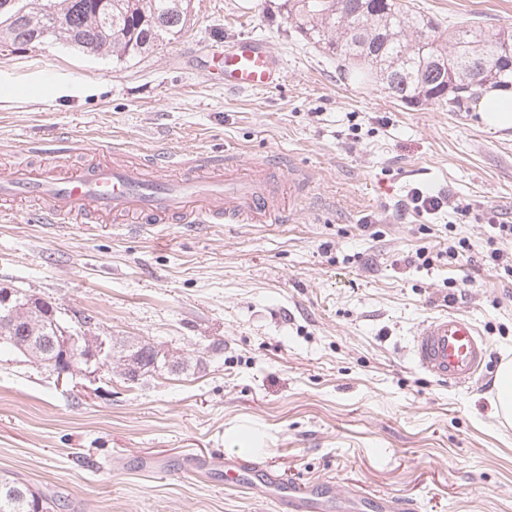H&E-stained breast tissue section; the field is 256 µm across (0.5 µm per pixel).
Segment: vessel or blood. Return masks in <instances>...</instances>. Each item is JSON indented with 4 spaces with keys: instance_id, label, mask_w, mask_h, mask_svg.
I'll return each mask as SVG.
<instances>
[{
    "instance_id": "b4317fda",
    "label": "vessel or blood",
    "mask_w": 512,
    "mask_h": 512,
    "mask_svg": "<svg viewBox=\"0 0 512 512\" xmlns=\"http://www.w3.org/2000/svg\"><path fill=\"white\" fill-rule=\"evenodd\" d=\"M212 68L225 88L271 89L280 65L265 42L241 39L213 52ZM288 174L280 191L276 175ZM309 178L287 169L283 158L186 159L156 155L149 163L99 159L54 173L30 163L0 168V202L34 199L42 224H276L288 205L301 202ZM413 366L451 386L473 383L487 373L490 345L476 322L465 315L441 314L425 321L409 347ZM252 462H224L225 484L273 502L279 512H324L335 490L330 486L283 488L272 477L247 481Z\"/></svg>"
}]
</instances>
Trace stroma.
Here are the masks:
<instances>
[{"label": "stroma", "instance_id": "1", "mask_svg": "<svg viewBox=\"0 0 512 512\" xmlns=\"http://www.w3.org/2000/svg\"><path fill=\"white\" fill-rule=\"evenodd\" d=\"M281 2L192 0L179 38L124 63L50 43L0 51V165L282 155L311 180L281 224H40L36 203L6 204L0 287L190 366L133 383L0 351V475L68 512H278L225 490L217 457L248 453L291 485L512 512V425L493 389L435 382L408 351L450 310L477 321L498 370L512 358V277L406 261L462 237L483 252L487 213L512 224V136L341 79ZM417 2L444 22L512 28V0ZM248 37L281 59L276 88L227 90L208 72L213 47ZM415 188L471 204L473 220L405 210ZM450 280L461 295L448 305Z\"/></svg>", "mask_w": 512, "mask_h": 512}]
</instances>
